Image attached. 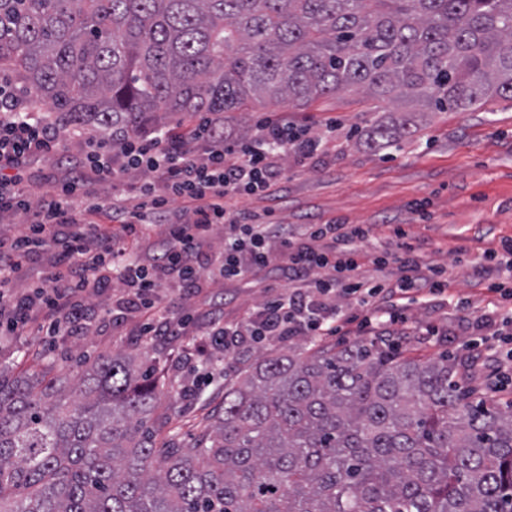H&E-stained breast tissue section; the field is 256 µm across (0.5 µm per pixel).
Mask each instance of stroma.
<instances>
[{"label":"stroma","mask_w":512,"mask_h":512,"mask_svg":"<svg viewBox=\"0 0 512 512\" xmlns=\"http://www.w3.org/2000/svg\"><path fill=\"white\" fill-rule=\"evenodd\" d=\"M284 115L289 122L321 133L335 122L336 136L307 164L283 157L286 176L275 197L246 196L239 205L270 213L273 222L300 233L307 224L336 219L348 224H368L370 240L361 250H395L393 227H402L422 265L448 271V297L437 304H412L410 326L436 323L448 337L436 345L419 337L405 339L406 356L428 359L446 355L465 367L467 382L477 394L492 393L502 377L497 364L474 357L467 340L494 345L500 326L492 321L479 327L481 315L491 312L483 279L471 267L458 264V247L470 257L499 248L512 238V100L489 99L482 106L451 112L390 111L357 92H339L309 105L283 104L232 112L228 121L241 133H251L263 117ZM379 126L391 128L396 137L385 148L371 147L370 137ZM76 147L58 155L28 159L21 171V190L38 199L68 172ZM69 225L60 224L55 235L30 256L14 274V294L30 293L58 257L57 237ZM281 272L225 280L206 273L202 288L181 289L164 281L159 290L169 302L168 315L179 318L190 312L194 320L177 336L155 340L140 333L141 318L126 302L127 290L116 280L86 295L84 304L91 322L81 334L67 329L46 336L28 329L20 336L0 341V364L13 370L51 366L58 375H72L85 363L118 351L141 352L152 359L170 395L156 412L170 419L181 443L193 442L224 406V382L251 362L257 349L287 351L305 343V336H281L262 343L245 340L234 353L206 344L204 333L217 320L240 322L263 306L274 291L289 287Z\"/></svg>","instance_id":"1"}]
</instances>
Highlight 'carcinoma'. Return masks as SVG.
<instances>
[{"label":"carcinoma","instance_id":"1","mask_svg":"<svg viewBox=\"0 0 512 512\" xmlns=\"http://www.w3.org/2000/svg\"><path fill=\"white\" fill-rule=\"evenodd\" d=\"M125 138L343 89L424 110L512 99V0H0V69ZM127 352L0 369V512H512V401L446 359L317 342L255 356L196 443Z\"/></svg>","mask_w":512,"mask_h":512}]
</instances>
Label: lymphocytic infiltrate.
I'll use <instances>...</instances> for the list:
<instances>
[{"label": "lymphocytic infiltrate", "instance_id": "lymphocytic-infiltrate-1", "mask_svg": "<svg viewBox=\"0 0 512 512\" xmlns=\"http://www.w3.org/2000/svg\"><path fill=\"white\" fill-rule=\"evenodd\" d=\"M78 137L77 130L49 121L0 84V214L27 219L11 256L0 254V337L19 335L34 324L51 336L64 318L84 329L81 298L110 273L127 288L129 304L143 313V335L173 333L157 290L166 278L200 287L201 247L218 224L226 230L218 266L224 279L271 267L287 272L292 280L313 279L311 288L280 293L236 327L211 329V336L228 351L244 336L264 340L296 332L336 335L352 321L333 300L338 292L369 307L362 325L374 330L405 322L411 304L447 293L446 269H420L402 229L394 231L396 250L377 255L357 248L358 242L370 238L369 225L336 220L310 224L297 239L284 225L239 207L241 197L262 195L277 186L284 173L279 164L283 155L304 160L319 150L321 136L307 127L269 119L243 135L225 122L223 113L209 112L183 135L126 139L109 151L82 150L74 172L31 200L19 188L21 164L32 156L58 154ZM137 170L152 179L135 186V205L85 188L86 174L105 180ZM174 199L184 202L183 211L169 210ZM101 216L120 225L121 236L101 232ZM152 222L166 225L167 237L158 262L147 265L133 258L123 242L138 240ZM60 224L73 225L74 230L60 243L59 261L32 293H10L8 284L32 246L52 236ZM367 263L396 266L397 283L360 279L358 271ZM476 269L494 298L495 316L512 325V239L484 251Z\"/></svg>", "mask_w": 512, "mask_h": 512}]
</instances>
